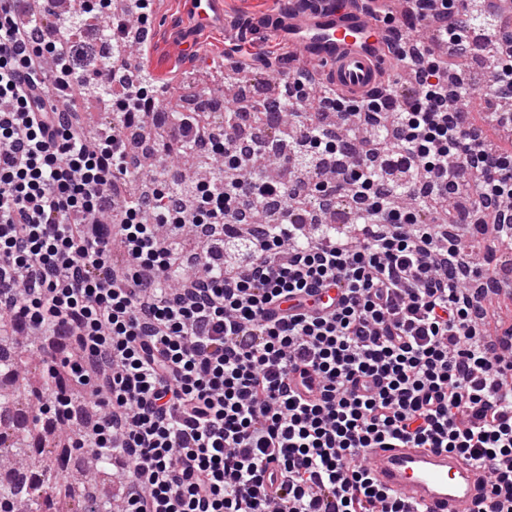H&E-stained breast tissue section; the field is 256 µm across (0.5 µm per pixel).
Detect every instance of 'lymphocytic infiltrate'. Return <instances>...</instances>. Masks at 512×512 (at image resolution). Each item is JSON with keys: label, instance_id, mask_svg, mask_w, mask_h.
Returning a JSON list of instances; mask_svg holds the SVG:
<instances>
[{"label": "lymphocytic infiltrate", "instance_id": "1", "mask_svg": "<svg viewBox=\"0 0 512 512\" xmlns=\"http://www.w3.org/2000/svg\"><path fill=\"white\" fill-rule=\"evenodd\" d=\"M76 3L111 16V60L71 34L38 37L55 0H0V335L41 337L49 374L92 398L73 445L127 466L123 512H413L364 464L397 447L458 454L487 473L478 512H512V338L487 336L496 281L458 235L477 224L512 248L497 220L512 156L454 103L482 76L449 74L415 40L401 54L412 80H388L384 97L352 100L297 70L265 100L266 121L239 107L220 126L199 97L153 149L228 176L142 183L126 132L154 121L161 90L128 73L127 49L154 0L121 14ZM492 78L488 119L512 131V63ZM79 98L114 115L97 136ZM311 99L291 142L270 138L284 107ZM329 112L368 135L343 140ZM262 156L287 179L255 173ZM464 177L478 196L460 205ZM270 198L278 223L225 237ZM325 213L341 230L320 237ZM328 288L334 306H308Z\"/></svg>", "mask_w": 512, "mask_h": 512}]
</instances>
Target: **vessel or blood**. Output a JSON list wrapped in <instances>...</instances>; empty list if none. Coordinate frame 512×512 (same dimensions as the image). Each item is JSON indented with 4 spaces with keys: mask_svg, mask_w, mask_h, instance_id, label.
Returning <instances> with one entry per match:
<instances>
[{
    "mask_svg": "<svg viewBox=\"0 0 512 512\" xmlns=\"http://www.w3.org/2000/svg\"><path fill=\"white\" fill-rule=\"evenodd\" d=\"M193 16L203 27L223 25L222 0H196ZM262 31L299 48L309 72L324 73L356 100L396 67L384 17L352 10L345 0H299L289 13L267 19ZM366 463L377 485L422 512H472L483 494L480 471L446 451L376 448Z\"/></svg>",
    "mask_w": 512,
    "mask_h": 512,
    "instance_id": "1",
    "label": "vessel or blood"
}]
</instances>
